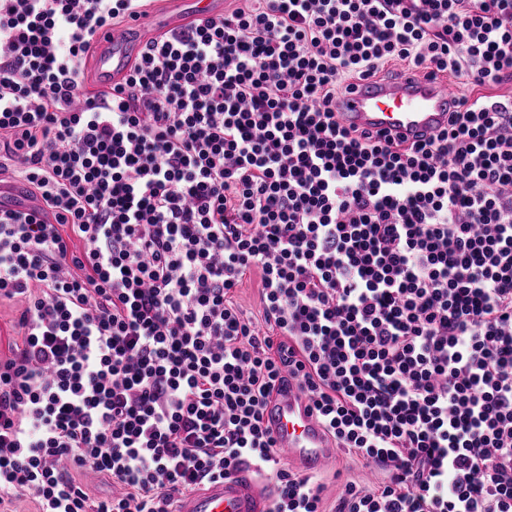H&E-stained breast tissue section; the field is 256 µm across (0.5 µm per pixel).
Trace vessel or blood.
I'll return each mask as SVG.
<instances>
[{
    "label": "vessel or blood",
    "instance_id": "b4317fda",
    "mask_svg": "<svg viewBox=\"0 0 512 512\" xmlns=\"http://www.w3.org/2000/svg\"><path fill=\"white\" fill-rule=\"evenodd\" d=\"M166 13L134 21L119 31L104 30L96 39L93 76L107 88L127 70L145 43L167 30L193 20H204L224 11L222 0H162ZM458 108L454 86L441 75L413 71L392 80L368 77L354 81L339 105L338 118L348 128L415 141L438 133L448 115ZM0 209L38 211L20 186L0 188ZM265 422L289 463L306 472L335 468L336 449L308 410L296 383L276 391L265 412ZM270 489L248 465H240L223 480L208 483L187 494L176 512H268Z\"/></svg>",
    "mask_w": 512,
    "mask_h": 512
}]
</instances>
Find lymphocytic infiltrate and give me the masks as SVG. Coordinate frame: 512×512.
Here are the masks:
<instances>
[{
    "instance_id": "lymphocytic-infiltrate-1",
    "label": "lymphocytic infiltrate",
    "mask_w": 512,
    "mask_h": 512,
    "mask_svg": "<svg viewBox=\"0 0 512 512\" xmlns=\"http://www.w3.org/2000/svg\"><path fill=\"white\" fill-rule=\"evenodd\" d=\"M148 3L0 0V176L41 203L0 211V504L174 512L246 463L269 512H324L264 425L289 377L382 474L333 512H512V96L483 93L512 0H240L88 93L96 34ZM392 61L471 86L438 134L339 123ZM259 275H247L235 292V301L245 316L254 319L260 310ZM20 305L13 301H2L0 304V356L3 358L10 355L8 343L11 344L18 338L12 330L15 318L20 313Z\"/></svg>"
}]
</instances>
